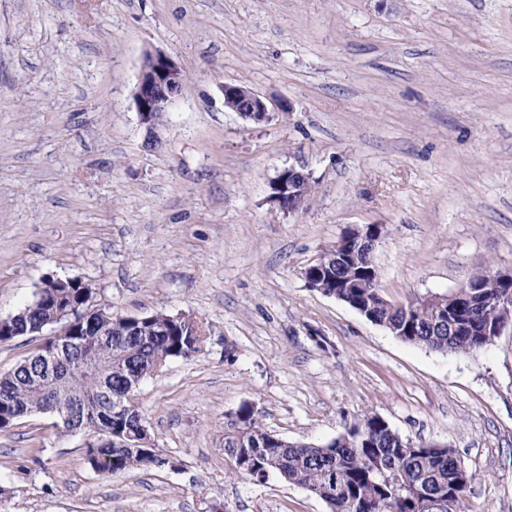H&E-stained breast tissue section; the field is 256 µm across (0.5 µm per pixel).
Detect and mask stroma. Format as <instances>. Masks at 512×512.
Wrapping results in <instances>:
<instances>
[{
    "mask_svg": "<svg viewBox=\"0 0 512 512\" xmlns=\"http://www.w3.org/2000/svg\"><path fill=\"white\" fill-rule=\"evenodd\" d=\"M148 50L186 77L156 150L134 103ZM228 84L273 120L225 108ZM289 164L316 180L295 215L268 200ZM367 224L395 303L512 270V0H0V317L53 276L208 326L202 355L135 392L175 469L100 477L83 434L37 415L0 432L11 512H328L235 475L224 430L245 403L308 444L375 412L456 452V512H512V334L440 353L306 288Z\"/></svg>",
    "mask_w": 512,
    "mask_h": 512,
    "instance_id": "stroma-1",
    "label": "stroma"
}]
</instances>
